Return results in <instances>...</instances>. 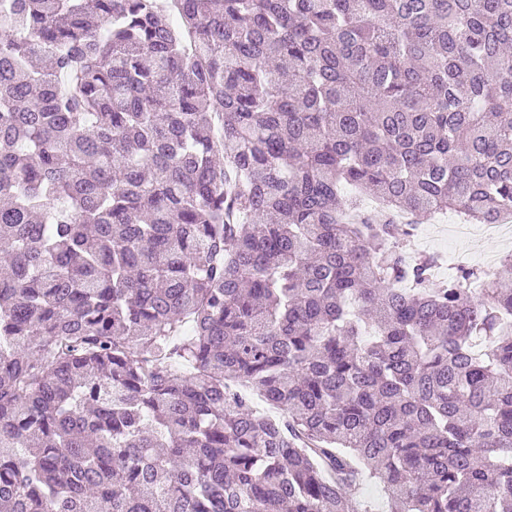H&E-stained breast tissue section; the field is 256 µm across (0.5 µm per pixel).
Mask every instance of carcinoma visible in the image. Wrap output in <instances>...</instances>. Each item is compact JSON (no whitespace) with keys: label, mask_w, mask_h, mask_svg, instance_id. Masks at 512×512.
Here are the masks:
<instances>
[{"label":"carcinoma","mask_w":512,"mask_h":512,"mask_svg":"<svg viewBox=\"0 0 512 512\" xmlns=\"http://www.w3.org/2000/svg\"><path fill=\"white\" fill-rule=\"evenodd\" d=\"M443 210L512 223V0H0V512H512Z\"/></svg>","instance_id":"cac0c4a2"}]
</instances>
